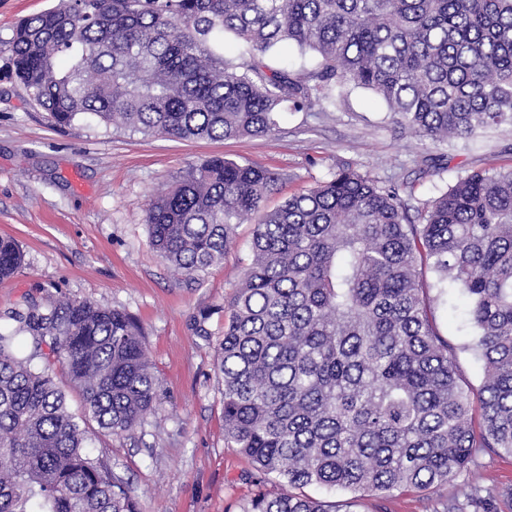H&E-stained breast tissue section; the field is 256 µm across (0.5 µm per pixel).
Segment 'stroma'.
<instances>
[{"instance_id": "stroma-1", "label": "stroma", "mask_w": 512, "mask_h": 512, "mask_svg": "<svg viewBox=\"0 0 512 512\" xmlns=\"http://www.w3.org/2000/svg\"><path fill=\"white\" fill-rule=\"evenodd\" d=\"M56 2L0 0V237L15 239L24 253L20 272L0 282V326L14 328L13 316L28 298L88 299L135 316L159 379L157 409L124 438L94 436L95 453L108 458L141 512H241L258 491L279 488L248 457L225 447L216 372L224 304L250 260L254 225H238L223 262L189 280L149 245L151 197L189 166L221 156L282 175V192L267 200L269 210L342 164L398 185L420 208L470 172L512 168V127L423 143L402 131L373 93L350 88L323 110L285 106L270 137L180 140L87 121L59 130L6 76L17 23ZM436 323L458 347L461 376L479 387L485 365L457 289L437 306ZM303 492L347 504L349 512H444L451 504L483 512L469 501L474 493L491 499L494 512H512V455L480 449L467 469L425 490L376 496L309 485Z\"/></svg>"}]
</instances>
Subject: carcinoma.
<instances>
[{
  "label": "carcinoma",
  "mask_w": 512,
  "mask_h": 512,
  "mask_svg": "<svg viewBox=\"0 0 512 512\" xmlns=\"http://www.w3.org/2000/svg\"><path fill=\"white\" fill-rule=\"evenodd\" d=\"M226 32L248 55L214 50ZM280 44L318 61L265 66ZM8 52L11 76L60 128L91 117L181 140L270 136L281 106H321L348 87L421 141L512 126V0H58L16 26ZM282 181L223 157L193 165L150 200V246L196 279ZM250 252L217 341L224 443L281 490L242 512H341L292 489L421 490L476 448L512 455V169L473 171L414 209L343 164L265 213ZM23 264L0 238V280ZM447 281L485 363L477 389L436 325L430 292ZM18 322L0 331V512H139L88 446L89 423L120 438L156 406L139 321L68 299L32 301Z\"/></svg>",
  "instance_id": "1"
}]
</instances>
